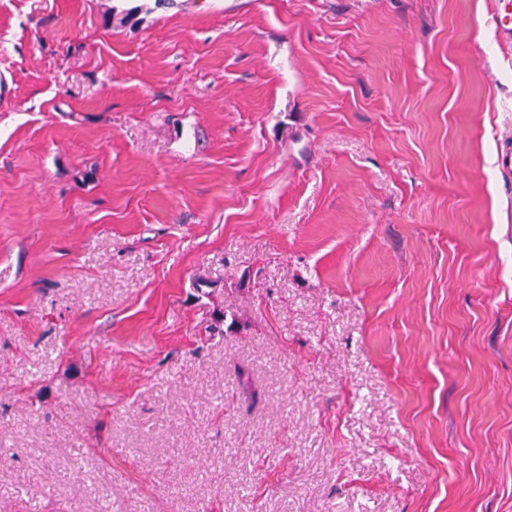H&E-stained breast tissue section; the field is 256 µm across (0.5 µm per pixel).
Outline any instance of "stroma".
Returning <instances> with one entry per match:
<instances>
[{"label":"stroma","mask_w":512,"mask_h":512,"mask_svg":"<svg viewBox=\"0 0 512 512\" xmlns=\"http://www.w3.org/2000/svg\"><path fill=\"white\" fill-rule=\"evenodd\" d=\"M490 9L0 0V512H512Z\"/></svg>","instance_id":"35a3bbf8"}]
</instances>
